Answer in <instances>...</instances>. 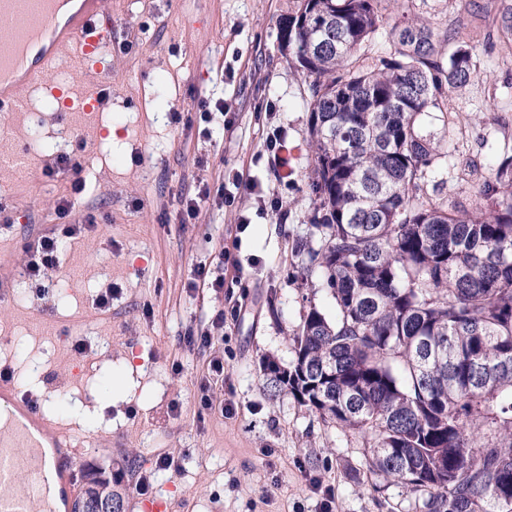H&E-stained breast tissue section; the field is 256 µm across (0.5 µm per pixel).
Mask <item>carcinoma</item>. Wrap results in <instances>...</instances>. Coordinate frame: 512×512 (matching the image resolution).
I'll return each instance as SVG.
<instances>
[{
  "label": "carcinoma",
  "instance_id": "cac0c4a2",
  "mask_svg": "<svg viewBox=\"0 0 512 512\" xmlns=\"http://www.w3.org/2000/svg\"><path fill=\"white\" fill-rule=\"evenodd\" d=\"M381 2L296 0L280 29L314 153L313 231L293 251L335 313L309 299L291 361L262 359L263 390L363 434L370 471L427 512H512V151L476 190L486 207L428 195L443 152L420 118L470 81L474 47L402 21L365 67ZM84 478L73 512L103 497L122 512L121 475Z\"/></svg>",
  "mask_w": 512,
  "mask_h": 512
}]
</instances>
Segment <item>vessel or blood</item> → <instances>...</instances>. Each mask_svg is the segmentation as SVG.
<instances>
[{
	"mask_svg": "<svg viewBox=\"0 0 512 512\" xmlns=\"http://www.w3.org/2000/svg\"><path fill=\"white\" fill-rule=\"evenodd\" d=\"M65 0H0V114L25 111L17 80L36 82L60 59L97 63L112 32L98 22V0H80L58 22ZM24 417L0 425V512H60L73 506L76 458L82 446L27 397L13 379L0 377V409Z\"/></svg>",
	"mask_w": 512,
	"mask_h": 512,
	"instance_id": "vessel-or-blood-1",
	"label": "vessel or blood"
}]
</instances>
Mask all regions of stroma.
Returning a JSON list of instances; mask_svg holds the SVG:
<instances>
[{
    "mask_svg": "<svg viewBox=\"0 0 512 512\" xmlns=\"http://www.w3.org/2000/svg\"><path fill=\"white\" fill-rule=\"evenodd\" d=\"M504 0H392L388 22L402 16L429 21L436 35L455 34L475 45L476 73L449 92L445 113L422 117L425 133L443 137V157L426 189L435 199L470 197L504 146L512 145V42L501 31ZM295 0H112L100 18L112 26V92L105 95L96 132L73 158L86 183L76 214L93 211L96 228L64 243L48 291L19 296L14 280L24 267L25 239L57 225L56 196L63 182L44 173L56 160L37 150L33 173L0 172V200L11 230L0 233V366L19 387L42 397L45 413L84 445L78 466L122 467L126 506L135 483L151 477L150 496L168 512H320L332 489V512H420L414 493L371 473L360 434L324 422L293 399L269 400L261 388V361L292 356L291 338L308 306L297 276L294 241L308 234L313 203L307 176L306 85L279 42ZM135 48L122 53L123 41ZM222 86L231 128L212 125L211 137L171 120L194 110L197 89ZM273 102L288 134L296 185L284 197L287 221L252 215L237 232L236 212L202 204L192 223L181 221L178 199L207 163L209 179L240 172L268 189L272 171L253 165L267 128L256 118ZM238 235L249 281L248 308L211 346L190 343L188 331L208 324L223 294L190 291L194 266L217 257L225 238ZM116 288L110 310L90 298ZM112 343L110 356L77 353V327ZM224 359V383L213 388L212 409L200 405L199 383L212 355ZM124 390H98L105 374ZM95 390L83 405L73 397ZM64 410H57V403ZM181 456L180 471L162 469L164 455Z\"/></svg>",
    "mask_w": 512,
    "mask_h": 512,
    "instance_id": "1",
    "label": "stroma"
}]
</instances>
